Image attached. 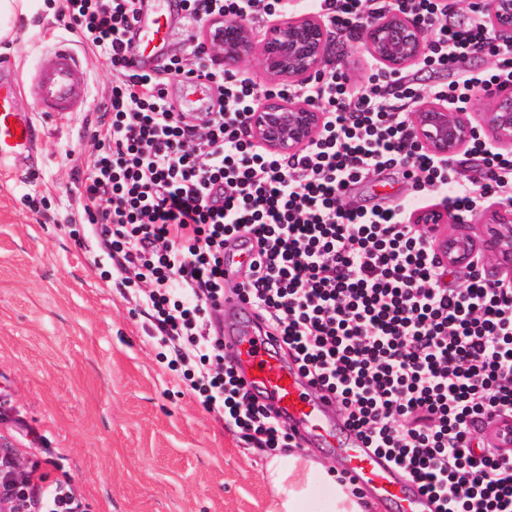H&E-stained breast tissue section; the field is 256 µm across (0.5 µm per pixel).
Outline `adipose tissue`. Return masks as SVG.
<instances>
[{"label":"adipose tissue","instance_id":"ef3b65f1","mask_svg":"<svg viewBox=\"0 0 512 512\" xmlns=\"http://www.w3.org/2000/svg\"><path fill=\"white\" fill-rule=\"evenodd\" d=\"M267 477L276 491L269 512H366L362 499L337 482L334 473L301 454L287 451L270 458ZM322 480L329 490L320 501H312L310 485Z\"/></svg>","mask_w":512,"mask_h":512}]
</instances>
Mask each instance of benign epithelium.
Wrapping results in <instances>:
<instances>
[{
	"label": "benign epithelium",
	"mask_w": 512,
	"mask_h": 512,
	"mask_svg": "<svg viewBox=\"0 0 512 512\" xmlns=\"http://www.w3.org/2000/svg\"><path fill=\"white\" fill-rule=\"evenodd\" d=\"M488 30L501 43L512 44V0H484ZM207 48L219 61L237 65L253 60L270 80L287 79L298 85L310 81L326 62L331 31L322 17L288 2V12L260 32L245 17H226L218 26L202 30ZM369 56L388 70H400L423 60L430 52L429 32L409 13L394 11L372 19L360 30ZM325 116L307 103L289 99L275 109L262 102L251 114L254 141L270 152L293 153L315 142ZM415 145L441 157L466 150L484 131L496 145L512 147V95L504 93L475 112H455L448 104L424 96L411 114ZM491 213L494 224H511L512 212L499 205L480 207L476 215Z\"/></svg>",
	"instance_id": "1"
}]
</instances>
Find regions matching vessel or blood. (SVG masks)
<instances>
[{"instance_id":"b4317fda","label":"vessel or blood","mask_w":512,"mask_h":512,"mask_svg":"<svg viewBox=\"0 0 512 512\" xmlns=\"http://www.w3.org/2000/svg\"><path fill=\"white\" fill-rule=\"evenodd\" d=\"M175 12L174 0H144L133 34L145 51L130 56V69L151 72L166 61ZM179 87L176 111L210 110L209 85L183 81ZM28 94V103H21L12 68L0 67V166L34 154L44 136L34 114L62 117L88 109L87 76L77 52L65 43L46 48L34 65ZM231 309L224 346L233 355L238 376L278 410L281 421L297 432L303 447L331 449L337 468L389 512H431L433 505L417 483L363 446L338 412L335 396L312 384L292 361L283 358L259 327L254 306L237 298ZM489 435L493 445L512 448V417L495 418Z\"/></svg>"}]
</instances>
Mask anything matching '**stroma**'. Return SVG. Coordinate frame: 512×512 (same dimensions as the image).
Returning <instances> with one entry per match:
<instances>
[{
    "label": "stroma",
    "instance_id": "stroma-1",
    "mask_svg": "<svg viewBox=\"0 0 512 512\" xmlns=\"http://www.w3.org/2000/svg\"><path fill=\"white\" fill-rule=\"evenodd\" d=\"M75 38L32 0L0 57L23 82L44 48ZM87 72L91 110L39 118L46 137L34 158L0 174V449L18 470L74 485L83 512H267L270 451L246 445L187 390L135 297L79 246L85 225L68 221L72 168L92 159L88 129L112 80L102 59L88 58ZM436 201L396 167L346 198L408 212Z\"/></svg>",
    "mask_w": 512,
    "mask_h": 512
}]
</instances>
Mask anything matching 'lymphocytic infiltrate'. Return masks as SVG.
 <instances>
[{
	"mask_svg": "<svg viewBox=\"0 0 512 512\" xmlns=\"http://www.w3.org/2000/svg\"><path fill=\"white\" fill-rule=\"evenodd\" d=\"M138 2L45 0L85 52L112 66L90 134L95 158L74 171L75 213L114 288L143 289L145 331L168 346L170 367L251 447H295L224 356V254L249 246L237 295L335 394L366 446L418 483L435 512H512V455L476 448L473 436L496 412L512 413V284L491 278L478 255L457 282L456 265L437 258L401 209L345 203L352 184L397 165L409 183L442 194L456 218L485 197L512 205V155L482 149L475 177L455 180L449 161L413 146L417 90L404 73L373 70L351 89L329 67L303 86H264L207 53L200 28L270 18L272 0H180L197 26L185 49L156 73L130 71ZM404 8L432 31L431 63L453 71L471 56L498 61L495 72L466 74L430 96L464 111L512 84V45L490 37L477 0L464 26L441 19L434 0H318L339 34ZM185 78L216 86L218 110L172 111L170 85ZM298 96L325 114L318 140L287 155L255 144L249 115L258 104ZM17 499L27 512L81 508L71 485L18 476L0 453V501Z\"/></svg>",
	"mask_w": 512,
	"mask_h": 512,
	"instance_id": "obj_1",
	"label": "lymphocytic infiltrate"
}]
</instances>
